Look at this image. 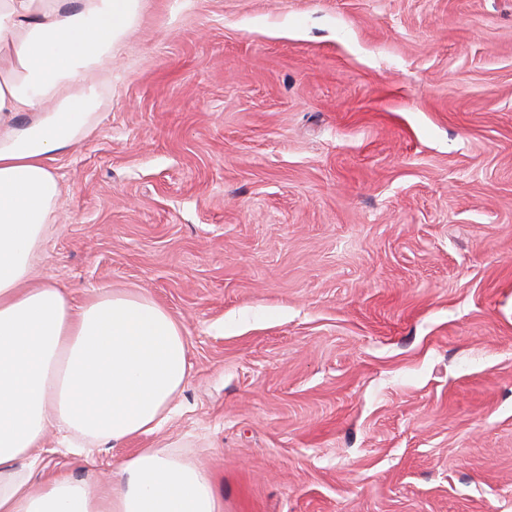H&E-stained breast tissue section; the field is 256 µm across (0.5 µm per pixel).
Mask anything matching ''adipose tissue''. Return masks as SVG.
<instances>
[{
  "label": "adipose tissue",
  "instance_id": "obj_1",
  "mask_svg": "<svg viewBox=\"0 0 512 512\" xmlns=\"http://www.w3.org/2000/svg\"><path fill=\"white\" fill-rule=\"evenodd\" d=\"M140 0H0V512H223L208 470L143 448L106 474L31 478L48 432L69 447L150 435L184 386L188 338L150 297L99 289L74 303L31 283L62 192L50 163L96 127L92 73Z\"/></svg>",
  "mask_w": 512,
  "mask_h": 512
}]
</instances>
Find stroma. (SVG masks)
<instances>
[{
    "mask_svg": "<svg viewBox=\"0 0 512 512\" xmlns=\"http://www.w3.org/2000/svg\"><path fill=\"white\" fill-rule=\"evenodd\" d=\"M35 280L188 337L224 512H512V0H141Z\"/></svg>",
    "mask_w": 512,
    "mask_h": 512,
    "instance_id": "1",
    "label": "stroma"
}]
</instances>
